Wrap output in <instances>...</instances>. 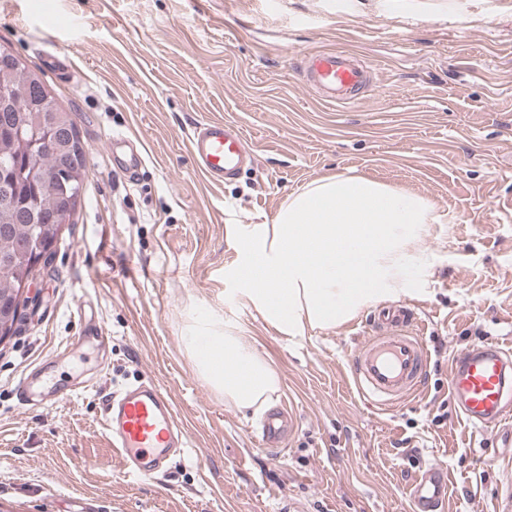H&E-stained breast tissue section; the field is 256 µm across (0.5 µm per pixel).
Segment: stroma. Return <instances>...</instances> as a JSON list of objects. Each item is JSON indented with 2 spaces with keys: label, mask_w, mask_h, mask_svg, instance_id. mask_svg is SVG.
I'll list each match as a JSON object with an SVG mask.
<instances>
[{
  "label": "stroma",
  "mask_w": 512,
  "mask_h": 512,
  "mask_svg": "<svg viewBox=\"0 0 512 512\" xmlns=\"http://www.w3.org/2000/svg\"><path fill=\"white\" fill-rule=\"evenodd\" d=\"M0 0L10 45L65 111L86 148L81 201L36 269L38 307L0 345V512H406L433 454L448 467L444 512H500L512 486V432H477L448 401V366L492 340L512 351V0ZM347 49L380 86L332 108L293 54ZM234 122L253 163L216 186L187 149L196 123ZM139 147L137 179L106 150ZM353 172L416 193L443 221L420 246L424 290L399 297L423 323L421 387L385 410L364 401L352 356L377 308L301 340L239 300L244 250L232 224L273 217L289 194ZM245 327L278 374L274 403L298 425L260 446L196 372L189 315ZM153 381L173 398L188 454L164 477H128L102 426L115 391ZM55 382L54 406L17 389ZM494 444L495 459L482 448Z\"/></svg>",
  "instance_id": "obj_1"
}]
</instances>
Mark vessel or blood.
<instances>
[{"label": "vessel or blood", "instance_id": "1", "mask_svg": "<svg viewBox=\"0 0 512 512\" xmlns=\"http://www.w3.org/2000/svg\"><path fill=\"white\" fill-rule=\"evenodd\" d=\"M300 76L321 103L341 107L362 102L365 90L377 81L374 70L355 54L340 50L303 56ZM107 150L124 173L138 174L144 159L125 134L112 133ZM189 152L197 172L214 184L238 176L249 159L240 128L218 119L194 126ZM415 325L414 312L406 307L379 317L376 335L352 359L363 396L393 404L421 385L429 357L421 338L413 334ZM448 400L480 431L512 417V352L487 342L454 355L448 368ZM102 425L124 472L135 479L166 473L171 455L188 445L171 397L153 383L113 393ZM295 426L292 412L281 406L264 416L257 434L262 445L273 447L283 443ZM446 470L444 458L431 459L409 490L410 512H442Z\"/></svg>", "mask_w": 512, "mask_h": 512}]
</instances>
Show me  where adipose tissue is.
<instances>
[{
  "label": "adipose tissue",
  "mask_w": 512,
  "mask_h": 512,
  "mask_svg": "<svg viewBox=\"0 0 512 512\" xmlns=\"http://www.w3.org/2000/svg\"><path fill=\"white\" fill-rule=\"evenodd\" d=\"M441 217L422 197L360 175L313 179L272 217L234 226L247 243L241 302L285 336L337 327L411 295L428 273L412 259ZM183 340L203 380L240 412H256L280 380L242 326L191 319Z\"/></svg>",
  "instance_id": "obj_1"
}]
</instances>
